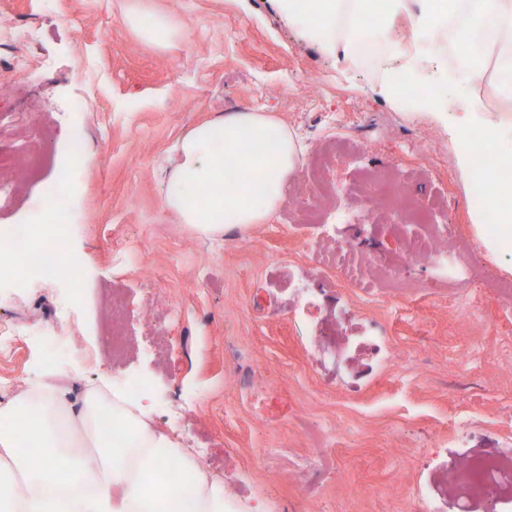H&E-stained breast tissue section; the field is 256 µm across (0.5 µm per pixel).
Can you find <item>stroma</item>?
<instances>
[{
  "label": "stroma",
  "instance_id": "1",
  "mask_svg": "<svg viewBox=\"0 0 512 512\" xmlns=\"http://www.w3.org/2000/svg\"><path fill=\"white\" fill-rule=\"evenodd\" d=\"M132 0H0V124L40 153L45 197L86 129L84 166L65 198L79 282L0 273V390L47 371L138 383L154 426L179 438L224 494L263 512H512V252L492 253L458 168L453 128L377 91L380 59L336 61L274 0H151L168 18L151 48L126 21ZM39 30L27 71L5 67L14 23ZM318 83L315 104L299 98ZM233 111L267 112L303 149V198L211 242L165 205L178 142ZM351 148L326 174L336 200L307 224L309 176L324 141ZM398 172L438 223L472 246L459 265L409 261L411 227L359 209L350 187L370 169ZM359 242L395 280L350 279L331 265ZM123 301L128 347L112 355L108 295ZM75 337L93 361L66 342ZM505 462L490 497L460 492L466 461Z\"/></svg>",
  "mask_w": 512,
  "mask_h": 512
}]
</instances>
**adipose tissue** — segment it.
<instances>
[{
    "label": "adipose tissue",
    "instance_id": "ef3b65f1",
    "mask_svg": "<svg viewBox=\"0 0 512 512\" xmlns=\"http://www.w3.org/2000/svg\"><path fill=\"white\" fill-rule=\"evenodd\" d=\"M281 10L305 19L308 34L328 53L349 52L353 38L336 32L337 21L371 19L392 27L410 20L406 41L397 43L400 63L384 71L379 92L395 100L399 80L420 79L421 41L438 44L462 0H278ZM469 27L491 54L512 59V0H474ZM128 23L157 47L170 35L168 21L137 0ZM481 127L482 148L497 159L505 123L474 100L456 126L461 175L496 183L481 206L499 212L497 231L486 240L492 251H512V179L472 165L470 130ZM179 160L166 203L189 231L203 237L262 223L276 208L282 181L299 155L279 121L262 112H233L195 127L179 143ZM197 193L182 192L183 184ZM178 460L179 478L168 463ZM238 512L224 497V479L211 473L178 438L156 429L141 399L107 387L75 389L46 373L24 391H0V512Z\"/></svg>",
    "mask_w": 512,
    "mask_h": 512
}]
</instances>
